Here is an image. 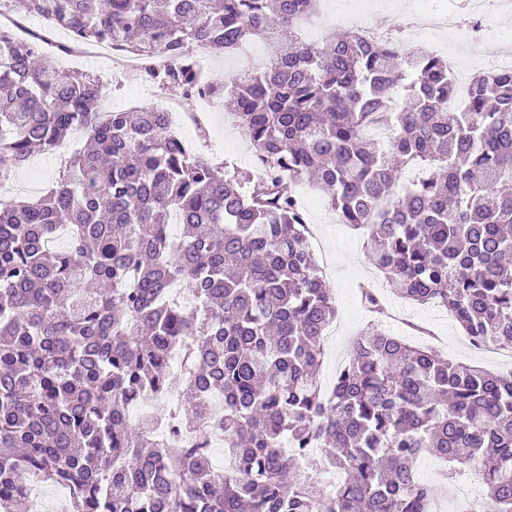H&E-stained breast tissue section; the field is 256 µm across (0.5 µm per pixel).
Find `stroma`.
<instances>
[{"mask_svg":"<svg viewBox=\"0 0 512 512\" xmlns=\"http://www.w3.org/2000/svg\"><path fill=\"white\" fill-rule=\"evenodd\" d=\"M416 0H322L321 14L315 22L316 39L351 30L353 25L375 28L388 27L389 8L409 12ZM490 25L493 36L471 46L465 33L448 35L435 33L436 41L442 43V56L452 58L458 71L476 72L480 60L498 56L503 46L497 35L512 33V7L495 10ZM71 67L81 72L97 75L104 84L102 109L106 112L129 111L139 107L160 103L166 94L153 89L151 96H143L137 74L129 73L117 66L108 56L92 59L76 58ZM186 111L200 113L206 132L214 144V157L223 162L225 169L254 170L252 148L234 122L228 100L211 99L198 102L187 99L183 102ZM69 155L62 149L51 154L32 157L28 166L11 172L0 179V198H39L56 181ZM296 192L307 215V222L319 244L315 259L326 283L336 297L337 315L336 344L327 349L319 379L331 380L339 363L347 362L352 340L364 331L371 319L362 307L359 292L364 288H376L385 294L393 318L387 326L395 334L416 339L411 324L430 329L434 335L435 349L458 359L496 372L512 371V365L497 355L483 353L471 347L459 324L445 310L431 306L412 305L401 300L386 282L382 274L367 255L366 238L361 231L340 223L335 212L323 196L311 184H301Z\"/></svg>","mask_w":512,"mask_h":512,"instance_id":"1","label":"stroma"}]
</instances>
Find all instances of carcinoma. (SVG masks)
Here are the masks:
<instances>
[{
  "mask_svg": "<svg viewBox=\"0 0 512 512\" xmlns=\"http://www.w3.org/2000/svg\"><path fill=\"white\" fill-rule=\"evenodd\" d=\"M319 2L25 0L51 27L156 63L163 89L231 95L256 175L190 153L158 105L100 111L99 77L0 29V177L78 130L90 139L44 196L0 200V512H29L28 471L70 489L68 512H430L424 455L448 479L476 466L494 512H512V375L381 330L387 309L366 288L374 322L321 391L336 303L293 189L312 183L365 229L402 298L447 310L475 348L512 347V71L477 75L450 111L448 64L396 35L302 39ZM254 37L271 49L262 70L205 79L197 50ZM376 121L393 128L384 149L364 135ZM403 169L415 176L399 191ZM177 346L172 427L193 448L126 419L146 395L167 403ZM218 391L223 470L207 448ZM315 451L338 489L317 481Z\"/></svg>",
  "mask_w": 512,
  "mask_h": 512,
  "instance_id": "cac0c4a2",
  "label": "carcinoma"
}]
</instances>
